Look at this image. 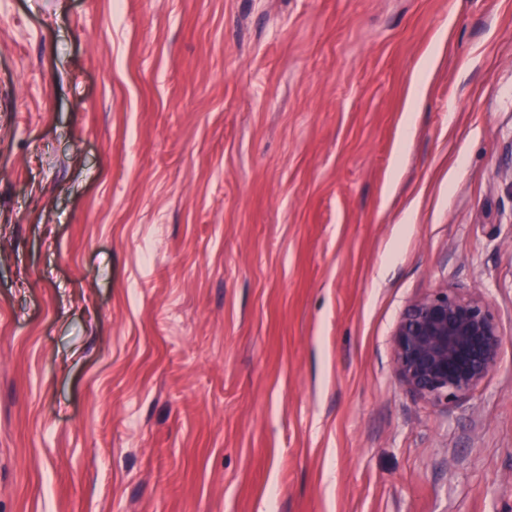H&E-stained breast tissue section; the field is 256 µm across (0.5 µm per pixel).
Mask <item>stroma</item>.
<instances>
[{"instance_id":"35a3bbf8","label":"stroma","mask_w":512,"mask_h":512,"mask_svg":"<svg viewBox=\"0 0 512 512\" xmlns=\"http://www.w3.org/2000/svg\"><path fill=\"white\" fill-rule=\"evenodd\" d=\"M0 512H512V0H0ZM390 343L398 382L420 399L450 405L496 370L505 336L483 297L444 285L406 307Z\"/></svg>"}]
</instances>
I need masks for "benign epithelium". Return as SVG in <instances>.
<instances>
[{"label":"benign epithelium","instance_id":"1","mask_svg":"<svg viewBox=\"0 0 512 512\" xmlns=\"http://www.w3.org/2000/svg\"><path fill=\"white\" fill-rule=\"evenodd\" d=\"M390 343L398 382L425 401L450 405L496 370L505 336L483 297L444 285L406 307Z\"/></svg>","mask_w":512,"mask_h":512}]
</instances>
